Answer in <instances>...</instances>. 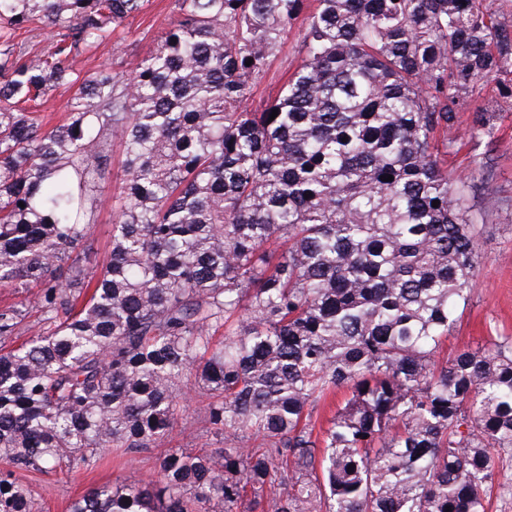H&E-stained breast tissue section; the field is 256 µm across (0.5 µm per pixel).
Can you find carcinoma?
Masks as SVG:
<instances>
[{
  "mask_svg": "<svg viewBox=\"0 0 512 512\" xmlns=\"http://www.w3.org/2000/svg\"><path fill=\"white\" fill-rule=\"evenodd\" d=\"M175 2L152 52L89 73L144 0H0V285L34 289L0 308V512H35L22 472L158 447L192 386L224 447L170 449L69 512H486L512 448V336L440 359L479 254L440 156L473 88L512 69V17L315 0L300 66L252 112L306 0ZM36 23L40 54L15 41ZM61 86L68 122L45 131L23 104ZM109 133L124 178L98 268ZM29 307L47 328L13 347Z\"/></svg>",
  "mask_w": 512,
  "mask_h": 512,
  "instance_id": "1",
  "label": "carcinoma"
}]
</instances>
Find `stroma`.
<instances>
[{
    "mask_svg": "<svg viewBox=\"0 0 512 512\" xmlns=\"http://www.w3.org/2000/svg\"><path fill=\"white\" fill-rule=\"evenodd\" d=\"M175 17L174 0H149L146 9L128 19L112 41L85 56L84 70L92 72L108 64L117 69L130 68L132 63L155 48ZM303 33L302 21H295L289 27L265 77L251 90L246 101L248 109L259 108L274 97L301 64ZM501 84L512 87V73L501 74L497 82L473 89L469 106L460 115L457 146L448 157L449 169L466 185L470 214L481 230L479 263L471 300L448 337L445 349L450 354L462 349H483L498 337L512 336V98L499 96L497 87ZM489 105L497 108L496 130L490 139L483 136L476 125L478 110ZM107 149L109 165L100 182L104 202L95 211L85 252L87 262L97 267L109 258L114 219L111 200L123 178L118 140L109 139ZM206 403L205 395L189 391L183 413L169 439V447H218L216 437L202 431L201 419ZM164 449L158 447L138 452L129 461L108 456L104 464L90 474L29 475L36 512H68L71 501L96 484H134L148 480L157 470Z\"/></svg>",
    "mask_w": 512,
    "mask_h": 512,
    "instance_id": "1",
    "label": "stroma"
}]
</instances>
